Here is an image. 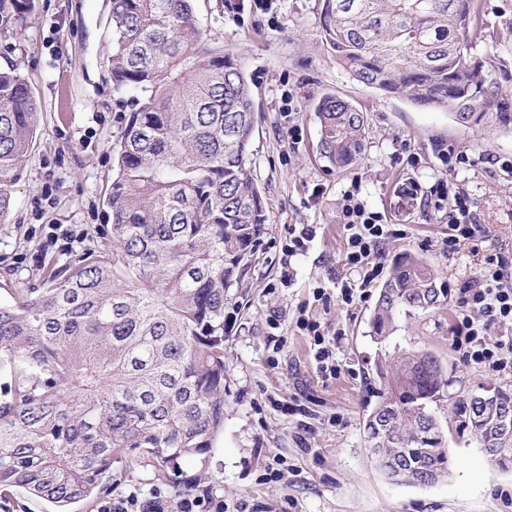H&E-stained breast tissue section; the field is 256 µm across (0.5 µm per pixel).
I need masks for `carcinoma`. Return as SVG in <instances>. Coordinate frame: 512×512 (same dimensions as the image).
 I'll list each match as a JSON object with an SVG mask.
<instances>
[{"label": "carcinoma", "instance_id": "1", "mask_svg": "<svg viewBox=\"0 0 512 512\" xmlns=\"http://www.w3.org/2000/svg\"><path fill=\"white\" fill-rule=\"evenodd\" d=\"M34 0H0V32H18ZM477 0H323L326 40L357 81L464 127H512L503 60L473 64ZM110 78L129 109L103 204L112 249L48 259L37 288L0 304V501L22 489L66 512L112 481L114 466L204 454L224 426V309L261 244L263 201L249 155L254 106L238 59L200 29L193 0H111ZM323 153L338 167L363 150L365 117L328 95L316 107ZM29 85L0 70V217L36 134ZM445 301L413 252L392 263L369 319L385 343L399 317ZM378 401L363 418L383 471L412 464L415 484L448 474L443 427L429 411L447 386L426 350L375 365ZM456 401L459 429L485 448L512 432Z\"/></svg>", "mask_w": 512, "mask_h": 512}]
</instances>
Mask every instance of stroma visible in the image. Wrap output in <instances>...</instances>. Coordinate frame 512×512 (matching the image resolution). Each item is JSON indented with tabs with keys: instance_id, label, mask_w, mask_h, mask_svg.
Listing matches in <instances>:
<instances>
[{
	"instance_id": "obj_1",
	"label": "stroma",
	"mask_w": 512,
	"mask_h": 512,
	"mask_svg": "<svg viewBox=\"0 0 512 512\" xmlns=\"http://www.w3.org/2000/svg\"><path fill=\"white\" fill-rule=\"evenodd\" d=\"M483 28L475 52L512 62V0H479ZM322 0H195L203 31L234 54L248 81L255 116L250 163L263 199L261 246L242 287L244 301L225 309L224 428L210 451L172 468L173 488L142 462L112 491L72 504L102 512L131 491H209L229 512H512V470L494 465L481 444L460 432L457 400L485 388L512 389L498 375L460 359L453 338L458 290L487 256L512 261V130L465 128L444 110H424L354 80L325 39ZM110 0H36L22 37L0 34V68L14 69L40 104V122L9 212L0 218V302L10 289L38 282L43 258L66 260L86 248L108 249L103 198L112 182V147L122 120L108 70ZM342 98L365 115L364 151L339 169L320 145L319 101ZM466 155L447 171L439 154ZM451 180L468 193L479 230L449 251L448 218L433 191ZM413 193L407 205L402 190ZM357 191L368 210L404 230L381 261L403 251L424 257L447 293L442 308L400 318L392 340L440 360L446 398L433 409L447 437V478L429 486L394 482L373 464L362 420L374 406L378 344L368 321L379 282L343 302L339 282L347 231L344 196ZM311 227L305 250L285 259L291 228ZM325 298H317V288ZM339 333L340 373L324 377L298 319ZM282 477L268 481V468Z\"/></svg>"
}]
</instances>
